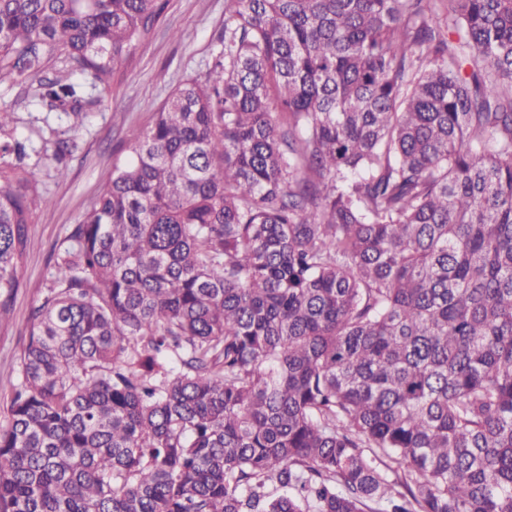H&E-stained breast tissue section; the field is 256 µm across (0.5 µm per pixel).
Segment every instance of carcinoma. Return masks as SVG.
Listing matches in <instances>:
<instances>
[{
    "mask_svg": "<svg viewBox=\"0 0 512 512\" xmlns=\"http://www.w3.org/2000/svg\"><path fill=\"white\" fill-rule=\"evenodd\" d=\"M164 0H0V324ZM55 246L0 512H512V0H224ZM16 93L17 89L12 88L8 82H0V106L12 105L15 108V112H17V117L19 118L18 127L20 130L27 132L30 122H32L35 125L44 127L46 131L45 136L48 137L50 131L47 129L44 122H42V119L48 116L46 112L33 102L19 101L14 104L16 100ZM35 118H40L39 122H36ZM58 122L56 115L50 114L48 116V123L51 127H57Z\"/></svg>",
    "mask_w": 512,
    "mask_h": 512,
    "instance_id": "cac0c4a2",
    "label": "carcinoma"
}]
</instances>
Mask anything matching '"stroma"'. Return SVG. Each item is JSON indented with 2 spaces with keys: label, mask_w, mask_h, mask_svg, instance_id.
<instances>
[{
  "label": "stroma",
  "mask_w": 512,
  "mask_h": 512,
  "mask_svg": "<svg viewBox=\"0 0 512 512\" xmlns=\"http://www.w3.org/2000/svg\"><path fill=\"white\" fill-rule=\"evenodd\" d=\"M223 34L224 0H166L158 24L122 64L123 75L114 82L111 96L81 129L66 180L39 173L52 204L33 214L27 260L19 272L21 287L9 324L0 329V426L8 424L7 405L19 380L31 312L41 303L53 273V247L106 189L114 165L127 160V132L146 127L175 87L207 70Z\"/></svg>",
  "instance_id": "obj_1"
}]
</instances>
